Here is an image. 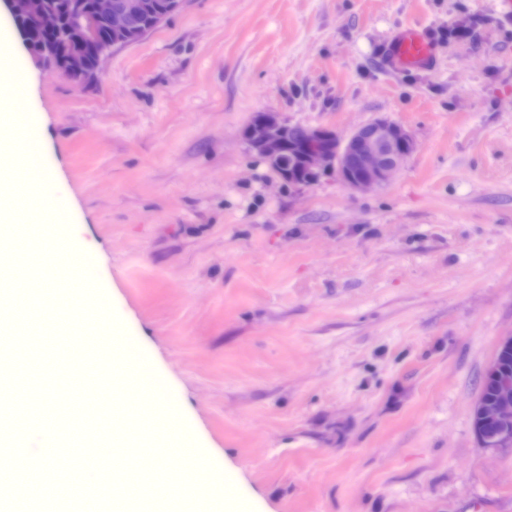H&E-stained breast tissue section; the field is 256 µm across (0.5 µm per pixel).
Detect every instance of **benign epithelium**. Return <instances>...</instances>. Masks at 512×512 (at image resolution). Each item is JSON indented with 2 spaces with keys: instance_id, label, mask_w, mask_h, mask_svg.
I'll return each mask as SVG.
<instances>
[{
  "instance_id": "obj_1",
  "label": "benign epithelium",
  "mask_w": 512,
  "mask_h": 512,
  "mask_svg": "<svg viewBox=\"0 0 512 512\" xmlns=\"http://www.w3.org/2000/svg\"><path fill=\"white\" fill-rule=\"evenodd\" d=\"M26 51L75 83L90 80L110 50L124 43L143 16L145 0H66L68 22L50 0H3ZM250 149L291 185H309L334 170L354 190L387 182L412 153L415 142L400 124L377 119L342 137L323 127L291 125L276 112H262L246 127ZM473 413L500 426L495 437L477 433L482 445L495 448L512 441V379L499 382L494 400L477 399Z\"/></svg>"
}]
</instances>
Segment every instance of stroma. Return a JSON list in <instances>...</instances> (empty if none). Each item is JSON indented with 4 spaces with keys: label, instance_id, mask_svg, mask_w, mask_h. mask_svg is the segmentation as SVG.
I'll return each instance as SVG.
<instances>
[{
    "label": "stroma",
    "instance_id": "1",
    "mask_svg": "<svg viewBox=\"0 0 512 512\" xmlns=\"http://www.w3.org/2000/svg\"><path fill=\"white\" fill-rule=\"evenodd\" d=\"M436 64L394 72L395 31ZM43 168L115 335L224 473L231 512H512V446L471 421L512 333V23L496 0H182L78 85L0 14ZM415 148L390 182L294 186L255 113ZM435 45V35L428 28L402 29L384 45V64L397 72L425 69L433 62Z\"/></svg>",
    "mask_w": 512,
    "mask_h": 512
}]
</instances>
